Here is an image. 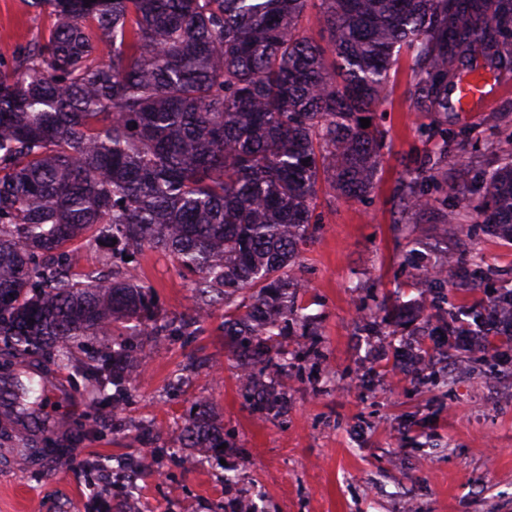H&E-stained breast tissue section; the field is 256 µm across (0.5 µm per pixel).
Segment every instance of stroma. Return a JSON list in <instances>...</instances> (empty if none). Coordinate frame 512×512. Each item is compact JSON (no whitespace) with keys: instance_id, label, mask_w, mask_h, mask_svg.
Segmentation results:
<instances>
[{"instance_id":"35a3bbf8","label":"stroma","mask_w":512,"mask_h":512,"mask_svg":"<svg viewBox=\"0 0 512 512\" xmlns=\"http://www.w3.org/2000/svg\"><path fill=\"white\" fill-rule=\"evenodd\" d=\"M48 23L23 0H0V59ZM411 62L402 60L376 122L388 131L372 192L344 200L321 186L317 232L295 268L306 283L298 303L314 315L308 336L285 343L288 408L254 411L216 311L202 332L146 345L122 408L123 426H104L83 379L61 374L72 393L62 414L80 426L67 464L18 466L0 451V512H110L136 495L140 512H512V349L482 345L448 368L451 344L437 346L428 329L443 317H476L491 297L512 289V232L477 223L467 199L483 195L486 174L512 154V77L496 81L483 111L440 120L410 92ZM447 147L439 169L423 168L418 192L442 199L450 220L430 209L403 212L397 192L414 156ZM464 180L467 197L444 195L435 174ZM427 233L438 253L464 261L443 287L447 314L424 310L412 337L429 357L398 364V337L377 312L384 300L419 298L416 270L405 266L410 231ZM137 272L163 313L193 305L191 277L168 254L147 250ZM205 403L224 427L223 458L194 449L186 470L173 450L190 409ZM145 457L135 485L103 487L98 458ZM234 476L225 484V476Z\"/></svg>"}]
</instances>
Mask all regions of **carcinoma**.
I'll use <instances>...</instances> for the list:
<instances>
[{"mask_svg": "<svg viewBox=\"0 0 512 512\" xmlns=\"http://www.w3.org/2000/svg\"><path fill=\"white\" fill-rule=\"evenodd\" d=\"M51 24L0 61V379L22 363L71 366L112 410L124 401L142 341L194 336L224 307V339L253 409L288 407V386L261 381L282 337L309 315L294 267L316 232L326 183L346 200L376 181L379 111L400 57L413 96L454 112L457 83L512 73V0H26ZM317 9L330 48L304 33ZM403 210L431 199L401 189ZM471 209L512 224V160ZM135 257L170 254L195 275L194 307L154 316L135 267L72 274L76 243ZM445 265L423 269L420 305L444 311ZM415 308L387 317L408 326ZM80 336L112 347L77 364ZM11 414L36 419L38 383L16 384ZM201 408L183 448L224 454Z\"/></svg>", "mask_w": 512, "mask_h": 512, "instance_id": "cac0c4a2", "label": "carcinoma"}]
</instances>
